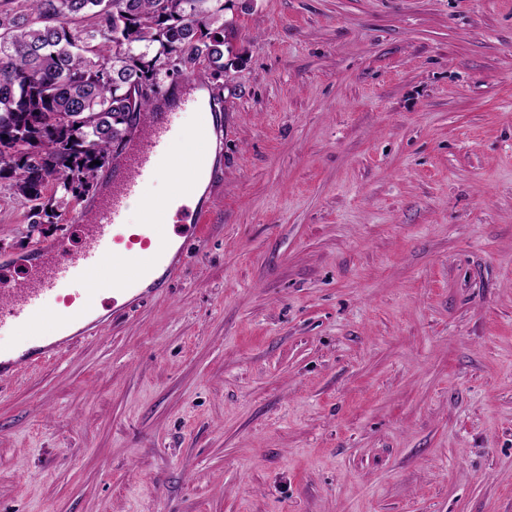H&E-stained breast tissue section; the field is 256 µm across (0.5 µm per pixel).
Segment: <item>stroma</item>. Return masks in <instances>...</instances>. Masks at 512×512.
<instances>
[{"label": "stroma", "mask_w": 512, "mask_h": 512, "mask_svg": "<svg viewBox=\"0 0 512 512\" xmlns=\"http://www.w3.org/2000/svg\"><path fill=\"white\" fill-rule=\"evenodd\" d=\"M165 288L0 380V512H512V0H226ZM0 184V276L81 239Z\"/></svg>", "instance_id": "1"}]
</instances>
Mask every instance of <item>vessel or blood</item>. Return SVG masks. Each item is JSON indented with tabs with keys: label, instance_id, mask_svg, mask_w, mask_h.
<instances>
[{
	"label": "vessel or blood",
	"instance_id": "vessel-or-blood-1",
	"mask_svg": "<svg viewBox=\"0 0 512 512\" xmlns=\"http://www.w3.org/2000/svg\"><path fill=\"white\" fill-rule=\"evenodd\" d=\"M205 83L190 78L180 109L143 113L135 132L122 151L105 193L91 212L80 214L84 245L74 256L52 247L39 250L30 262L25 281L10 289L7 304L0 306V330L36 336L22 350L0 348V376L43 363L64 346L79 339L81 325H92L104 296L126 306L151 297L174 274L182 252L168 232L170 220L188 222L196 238L206 234L200 210L183 201L197 186L213 177L209 158L218 131L201 97ZM198 111L195 138L198 148L185 168L184 179L174 183L170 199L151 212L145 223L129 227L126 214L143 187L170 164L174 147L185 139L180 123L183 110ZM54 308H47V300Z\"/></svg>",
	"mask_w": 512,
	"mask_h": 512
}]
</instances>
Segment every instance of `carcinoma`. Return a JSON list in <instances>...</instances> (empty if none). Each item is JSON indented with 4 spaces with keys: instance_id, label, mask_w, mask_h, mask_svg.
Returning a JSON list of instances; mask_svg holds the SVG:
<instances>
[{
    "instance_id": "carcinoma-1",
    "label": "carcinoma",
    "mask_w": 512,
    "mask_h": 512,
    "mask_svg": "<svg viewBox=\"0 0 512 512\" xmlns=\"http://www.w3.org/2000/svg\"><path fill=\"white\" fill-rule=\"evenodd\" d=\"M232 54L224 0H0V182L56 215L95 190L166 82L204 65L218 84ZM49 181L62 196L44 202Z\"/></svg>"
}]
</instances>
